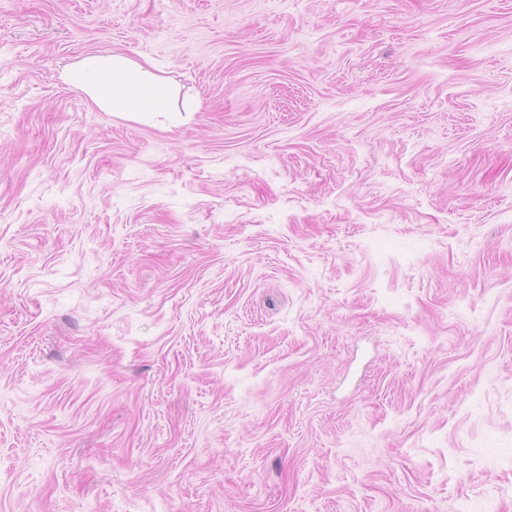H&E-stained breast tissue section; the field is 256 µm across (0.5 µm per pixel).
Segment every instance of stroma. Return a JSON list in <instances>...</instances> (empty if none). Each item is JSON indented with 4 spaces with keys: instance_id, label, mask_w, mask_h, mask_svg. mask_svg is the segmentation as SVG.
<instances>
[{
    "instance_id": "stroma-1",
    "label": "stroma",
    "mask_w": 512,
    "mask_h": 512,
    "mask_svg": "<svg viewBox=\"0 0 512 512\" xmlns=\"http://www.w3.org/2000/svg\"><path fill=\"white\" fill-rule=\"evenodd\" d=\"M0 512H512V0H0ZM64 79L115 116L174 121L183 112L172 105L170 88L149 61L142 64L116 53L89 54L68 67Z\"/></svg>"
}]
</instances>
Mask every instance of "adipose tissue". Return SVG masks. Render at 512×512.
I'll list each match as a JSON object with an SVG mask.
<instances>
[{"instance_id": "adipose-tissue-1", "label": "adipose tissue", "mask_w": 512, "mask_h": 512, "mask_svg": "<svg viewBox=\"0 0 512 512\" xmlns=\"http://www.w3.org/2000/svg\"><path fill=\"white\" fill-rule=\"evenodd\" d=\"M64 79L98 108L119 117L173 121L181 115L171 103L169 87L148 62L116 53L89 54L68 67Z\"/></svg>"}]
</instances>
